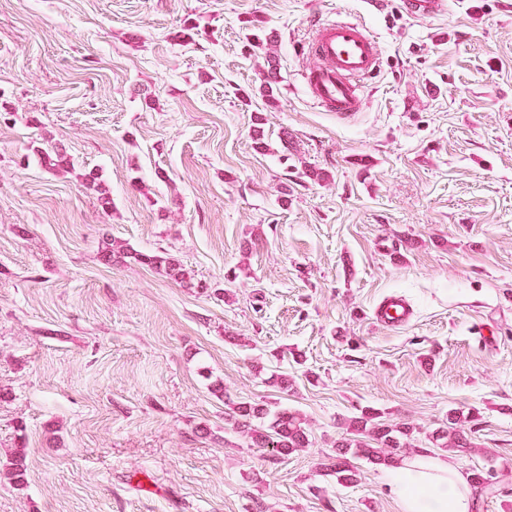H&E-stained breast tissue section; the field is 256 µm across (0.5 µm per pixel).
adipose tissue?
Returning a JSON list of instances; mask_svg holds the SVG:
<instances>
[{"label":"adipose tissue","instance_id":"1","mask_svg":"<svg viewBox=\"0 0 512 512\" xmlns=\"http://www.w3.org/2000/svg\"><path fill=\"white\" fill-rule=\"evenodd\" d=\"M389 487L401 512H471L464 476L438 457L415 455L393 463Z\"/></svg>","mask_w":512,"mask_h":512}]
</instances>
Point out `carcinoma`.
I'll list each match as a JSON object with an SVG mask.
<instances>
[{
  "mask_svg": "<svg viewBox=\"0 0 512 512\" xmlns=\"http://www.w3.org/2000/svg\"><path fill=\"white\" fill-rule=\"evenodd\" d=\"M251 47L264 52L267 63L263 74L262 90L270 92L278 83V73L274 53L270 51V38L258 33L249 39ZM137 260L150 264L164 272L173 280L186 281V273L166 254L140 255ZM479 412L452 410L448 414V423L429 436L428 441L434 448H448L455 452L469 453L472 450L467 438V430L478 421ZM380 413L374 410L362 412V416L350 420L349 438L337 445L339 452L334 461L325 465L327 474L336 476L339 483L354 482L355 473L349 463L351 457H365L378 464L388 465L411 445L413 429L404 425H387L378 421ZM235 428H245L251 442L258 448H269L278 456H286L300 448L310 445L309 433L305 422L298 412L288 408L269 409L246 403L236 407ZM26 457L15 454L9 461L7 474L17 485L24 483ZM471 485L477 495L499 483V473L494 466L484 470H475L470 477Z\"/></svg>",
  "mask_w": 512,
  "mask_h": 512,
  "instance_id": "1",
  "label": "carcinoma"
}]
</instances>
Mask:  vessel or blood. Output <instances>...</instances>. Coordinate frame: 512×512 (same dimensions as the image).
<instances>
[{
  "instance_id": "obj_1",
  "label": "vessel or blood",
  "mask_w": 512,
  "mask_h": 512,
  "mask_svg": "<svg viewBox=\"0 0 512 512\" xmlns=\"http://www.w3.org/2000/svg\"><path fill=\"white\" fill-rule=\"evenodd\" d=\"M411 17H439L445 0H403ZM307 51L316 63L307 72V84L322 107L347 119L361 108L359 81L378 70L377 43L360 22H329L321 25ZM375 322L389 327L407 325L412 320L408 303L400 297L382 301L373 313Z\"/></svg>"
}]
</instances>
